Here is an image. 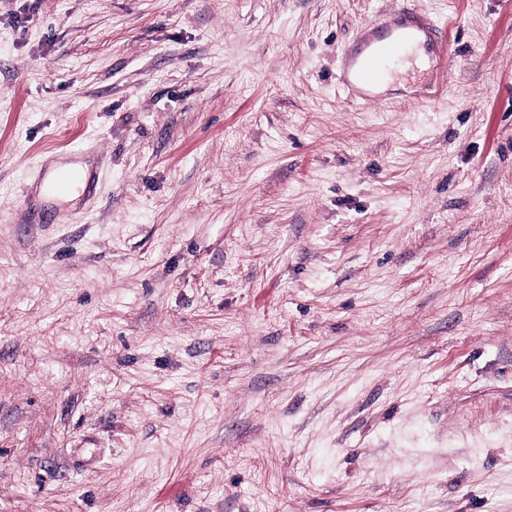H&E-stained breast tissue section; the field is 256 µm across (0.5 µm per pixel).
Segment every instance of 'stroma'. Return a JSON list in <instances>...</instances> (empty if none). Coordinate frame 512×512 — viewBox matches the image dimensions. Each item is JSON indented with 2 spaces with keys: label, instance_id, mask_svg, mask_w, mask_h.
<instances>
[{
  "label": "stroma",
  "instance_id": "1",
  "mask_svg": "<svg viewBox=\"0 0 512 512\" xmlns=\"http://www.w3.org/2000/svg\"><path fill=\"white\" fill-rule=\"evenodd\" d=\"M0 512H512V0H0ZM443 28L444 26L428 16L419 18V24L416 26V30L422 32L429 39L442 57L448 54V43L443 35ZM390 36L389 41L377 45L374 35L384 31ZM417 33L395 26L389 19L370 21L361 26L355 40L358 48H347L343 55V84L352 94L362 100L367 95L365 89L379 77L384 70H389L394 58L400 55L402 46L413 44Z\"/></svg>",
  "mask_w": 512,
  "mask_h": 512
}]
</instances>
